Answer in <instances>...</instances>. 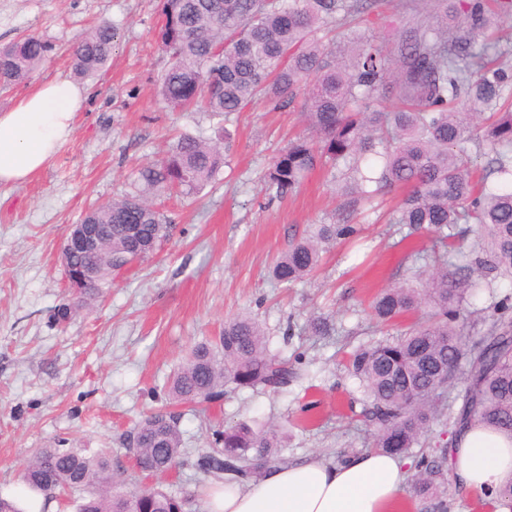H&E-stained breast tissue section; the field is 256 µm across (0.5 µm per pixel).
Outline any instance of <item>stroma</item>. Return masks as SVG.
I'll return each instance as SVG.
<instances>
[{
  "label": "stroma",
  "instance_id": "obj_1",
  "mask_svg": "<svg viewBox=\"0 0 512 512\" xmlns=\"http://www.w3.org/2000/svg\"><path fill=\"white\" fill-rule=\"evenodd\" d=\"M102 20L118 27L120 39L107 67L83 80L88 99L73 133L26 182L0 185V496L31 504L21 474L34 449L61 444L111 452L127 487L146 485L125 434L164 403L169 378L194 345L216 341L238 316L262 326L271 353L298 358L302 377L279 392L225 389L204 411L174 405L182 452L156 485L191 496L189 512H204L207 489L221 481L196 461L216 430L241 419L287 426L285 452L294 462L364 453L372 437L345 358L416 322L411 314L380 331L371 303L424 265L429 234L383 216L359 219L356 238L336 241L304 281L278 282L276 261L307 225L344 217L340 185L325 171L292 196L268 189L274 158L307 133L300 104L273 112L259 101L223 116L168 111L155 93L167 67L154 39L159 0H0V45L26 36L49 43L37 86L71 77L72 41ZM221 131L218 179L161 202L171 232L160 248L90 308L55 321L70 297L61 261L69 225L133 192L137 168L164 157L179 135ZM316 317L329 322L328 335L308 332Z\"/></svg>",
  "mask_w": 512,
  "mask_h": 512
}]
</instances>
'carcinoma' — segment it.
Returning a JSON list of instances; mask_svg holds the SVG:
<instances>
[{"instance_id": "1", "label": "carcinoma", "mask_w": 512, "mask_h": 512, "mask_svg": "<svg viewBox=\"0 0 512 512\" xmlns=\"http://www.w3.org/2000/svg\"><path fill=\"white\" fill-rule=\"evenodd\" d=\"M386 0H160L156 40L169 65L157 95L171 110L241 112L264 101L275 109L308 89L303 116L312 136L288 144L267 179L280 196L298 191L323 161L336 168L351 213L370 210L375 197L405 189L394 224L435 235L433 264L413 280L420 287L388 288L373 303V317L390 325L426 303V319L399 335L360 346L348 371L360 384L364 423L379 451L416 459L412 481L420 512H448V456L468 431L490 430L512 444V315L507 301L494 305L478 338L465 333L471 291L512 279V186L473 180L463 165L470 147L493 153V172L512 178V53L491 29L512 17V0H432L430 19L397 30L396 52L386 53L372 32L385 27ZM364 26L371 34L350 42L322 43L319 30ZM118 28L103 21L77 37L71 68L78 79L101 71L112 58ZM50 45L34 36L0 47V88L29 81ZM389 83L400 104L375 107ZM378 157L377 176L363 164ZM224 165L216 143L182 135L172 151L137 169L136 191L85 212L84 224L112 225L94 262L101 273L85 292L91 300L111 285L112 274L149 257L171 226L151 195H191L213 181ZM473 233L468 253L460 241ZM356 233L352 224H311L273 268L292 285L319 265L326 245ZM467 364L460 406L443 397L461 363ZM292 362L269 353L262 328L248 317L224 323L218 342L197 344L168 385V399L204 406L224 386L279 390L298 381ZM450 434L436 447L434 432ZM147 474L166 473L181 454L178 418L167 411L146 416L125 440ZM199 456L206 474L230 472L244 482L263 469L288 464L284 435L243 422L217 433ZM26 488L49 503L59 492L82 495L77 512H186L188 500L159 486L128 491L109 454L80 448H41L25 467ZM512 512V481L488 490Z\"/></svg>"}]
</instances>
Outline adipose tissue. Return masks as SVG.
Returning <instances> with one entry per match:
<instances>
[{
  "mask_svg": "<svg viewBox=\"0 0 512 512\" xmlns=\"http://www.w3.org/2000/svg\"><path fill=\"white\" fill-rule=\"evenodd\" d=\"M86 90L66 78L39 85L0 113V184L26 181L72 134ZM457 480L483 492L512 479V444L497 434L466 435L450 461ZM408 478L404 461L367 452L340 465L312 457L266 469L255 481L225 484L207 512H398Z\"/></svg>",
  "mask_w": 512,
  "mask_h": 512,
  "instance_id": "ef3b65f1",
  "label": "adipose tissue"
}]
</instances>
